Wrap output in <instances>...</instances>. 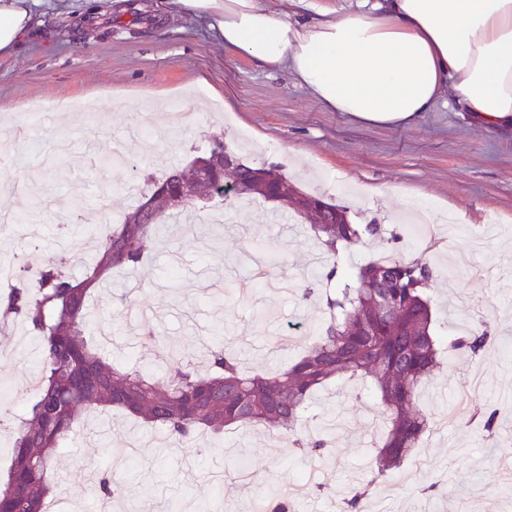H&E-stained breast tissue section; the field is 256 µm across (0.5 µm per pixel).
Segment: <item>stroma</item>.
<instances>
[{
    "label": "stroma",
    "mask_w": 512,
    "mask_h": 512,
    "mask_svg": "<svg viewBox=\"0 0 512 512\" xmlns=\"http://www.w3.org/2000/svg\"><path fill=\"white\" fill-rule=\"evenodd\" d=\"M83 4L48 13L16 56L0 59V258L40 246L66 259L71 241L93 258L103 227L136 205L125 183L162 176L219 134L241 161L276 166L308 193L346 207L356 224L384 225V238L347 251L345 268L381 253L426 255L432 305L447 335L492 322L499 342L466 360L451 354L422 402L434 422L421 448L373 491L370 512H512V133L474 127L459 109L426 113L404 127L346 119L317 103L290 74L267 72L225 49L206 19L169 13L165 0H126L97 26ZM108 188V208L96 195ZM269 203L245 197L167 224L144 263L97 288L90 334L112 327L100 349L163 382L156 339L203 361L224 344L244 369L287 367L318 336L319 300L299 285L326 261L307 224L271 223ZM86 261L69 263L76 279ZM38 342L22 322L0 333V390L11 414L33 395ZM496 411L485 438L475 416ZM377 406L333 381L311 408L327 457L305 456L277 432L237 428L199 444H156L155 429L112 408L90 409L60 449L53 512H82L99 499L80 481L86 464L124 488L115 512H243L255 499L314 472L320 490L296 512H343L349 487L372 478L381 435ZM235 479L233 498L219 480ZM438 484L436 495L427 486Z\"/></svg>",
    "instance_id": "35a3bbf8"
}]
</instances>
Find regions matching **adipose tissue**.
<instances>
[{
    "label": "adipose tissue",
    "instance_id": "obj_1",
    "mask_svg": "<svg viewBox=\"0 0 512 512\" xmlns=\"http://www.w3.org/2000/svg\"><path fill=\"white\" fill-rule=\"evenodd\" d=\"M46 0H0V59L39 24ZM169 0L206 17L225 48L290 74L324 108L389 127L454 105L512 129V0Z\"/></svg>",
    "mask_w": 512,
    "mask_h": 512
}]
</instances>
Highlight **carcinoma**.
I'll return each mask as SVG.
<instances>
[{
  "mask_svg": "<svg viewBox=\"0 0 512 512\" xmlns=\"http://www.w3.org/2000/svg\"><path fill=\"white\" fill-rule=\"evenodd\" d=\"M225 149L224 137L211 135L186 166H173L161 178L143 175L139 203L101 244L85 279L76 281L62 264L49 261L38 272L35 292L18 284L0 298V324L11 314L22 317L42 356L39 391L11 423L13 453L0 478V512H46L56 494L57 453L80 427L85 409L121 408L178 440L200 430L222 433L233 424L298 434L308 421L312 394L333 379L359 382L363 397L386 414L373 477L383 480L430 431L431 414L417 398L447 351L475 358L494 343L487 326L450 340L440 334L431 306L433 269L425 256L369 259L351 272L340 266V253L380 237L381 225L312 224L314 238L333 254L331 266L319 274L329 284L321 297L324 326L283 372L246 375L232 350L214 344L206 346L207 369L201 372L183 361L175 345L159 339L171 364L164 383L106 361L86 336L90 289L115 268L143 263L161 216L195 211L185 187L202 172L208 174L206 199L226 200ZM295 444L311 456L327 454V442L309 433L299 434ZM345 504L346 512H368L369 489L350 488Z\"/></svg>",
  "mask_w": 512,
  "mask_h": 512,
  "instance_id": "carcinoma-1",
  "label": "carcinoma"
}]
</instances>
